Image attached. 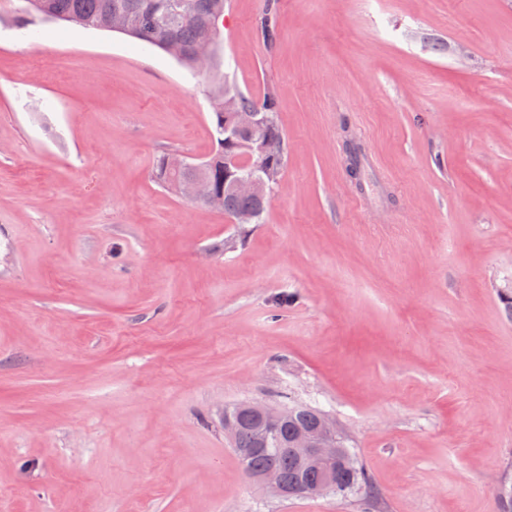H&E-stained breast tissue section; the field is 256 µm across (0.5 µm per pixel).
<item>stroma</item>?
<instances>
[{
    "label": "stroma",
    "mask_w": 512,
    "mask_h": 512,
    "mask_svg": "<svg viewBox=\"0 0 512 512\" xmlns=\"http://www.w3.org/2000/svg\"><path fill=\"white\" fill-rule=\"evenodd\" d=\"M265 5L226 0L190 70L0 0V512H365L245 476L225 410L289 401L335 419L387 512H499L512 0H278L272 47ZM218 81L279 98L258 224L155 174L212 152Z\"/></svg>",
    "instance_id": "obj_1"
}]
</instances>
